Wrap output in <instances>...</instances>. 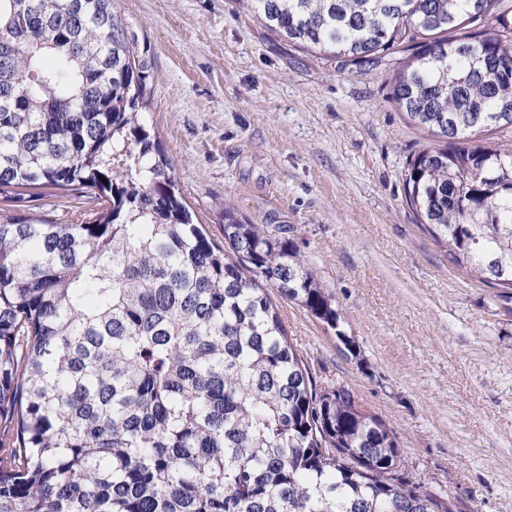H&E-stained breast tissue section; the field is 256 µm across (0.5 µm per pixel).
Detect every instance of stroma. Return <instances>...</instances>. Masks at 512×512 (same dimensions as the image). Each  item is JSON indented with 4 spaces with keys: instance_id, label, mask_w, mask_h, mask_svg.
Instances as JSON below:
<instances>
[{
    "instance_id": "obj_1",
    "label": "stroma",
    "mask_w": 512,
    "mask_h": 512,
    "mask_svg": "<svg viewBox=\"0 0 512 512\" xmlns=\"http://www.w3.org/2000/svg\"><path fill=\"white\" fill-rule=\"evenodd\" d=\"M148 61L143 121L216 242L224 206L285 234L344 318L270 296L322 386L398 436L403 476L457 512H512V290L472 280L407 203L426 136L392 101L397 55L356 65L273 34L238 0H115ZM44 188L0 211L71 223ZM351 336L346 350L337 332Z\"/></svg>"
}]
</instances>
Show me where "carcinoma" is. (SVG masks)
<instances>
[{
    "label": "carcinoma",
    "instance_id": "obj_1",
    "mask_svg": "<svg viewBox=\"0 0 512 512\" xmlns=\"http://www.w3.org/2000/svg\"><path fill=\"white\" fill-rule=\"evenodd\" d=\"M280 38L377 63L436 137L406 199L470 278L512 289V0H241ZM0 195L51 187L70 224L0 214V512H452L397 436L322 389L271 286L337 331L290 239L224 206L193 222L141 122L147 62L113 0H0Z\"/></svg>",
    "mask_w": 512,
    "mask_h": 512
}]
</instances>
